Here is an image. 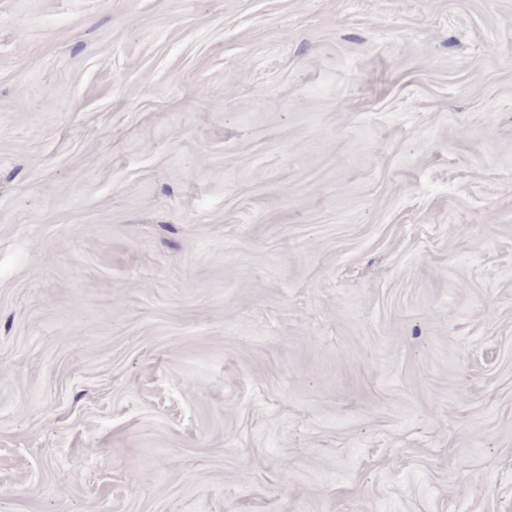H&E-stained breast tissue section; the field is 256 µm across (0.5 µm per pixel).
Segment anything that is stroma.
I'll return each mask as SVG.
<instances>
[{"label":"stroma","instance_id":"obj_1","mask_svg":"<svg viewBox=\"0 0 512 512\" xmlns=\"http://www.w3.org/2000/svg\"><path fill=\"white\" fill-rule=\"evenodd\" d=\"M0 512H512V0H0Z\"/></svg>","mask_w":512,"mask_h":512}]
</instances>
